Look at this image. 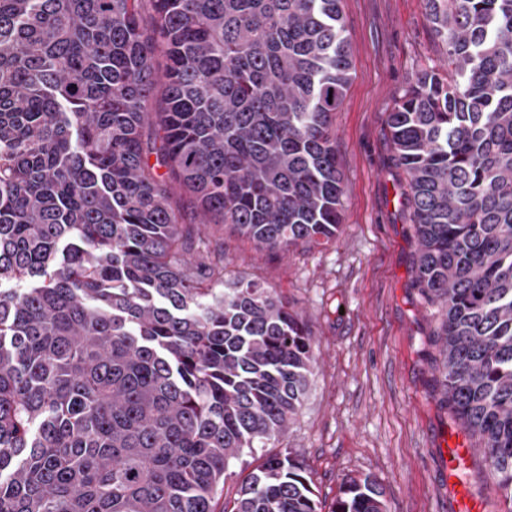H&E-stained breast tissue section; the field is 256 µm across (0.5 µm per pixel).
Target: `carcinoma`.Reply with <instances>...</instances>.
Wrapping results in <instances>:
<instances>
[{
    "label": "carcinoma",
    "instance_id": "1",
    "mask_svg": "<svg viewBox=\"0 0 512 512\" xmlns=\"http://www.w3.org/2000/svg\"><path fill=\"white\" fill-rule=\"evenodd\" d=\"M424 3L448 69L389 127L448 406L512 512V0ZM343 32L340 0H0V512H322L271 450L311 334L201 227L336 238ZM330 512L387 508L365 477Z\"/></svg>",
    "mask_w": 512,
    "mask_h": 512
}]
</instances>
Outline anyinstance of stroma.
Segmentation results:
<instances>
[{"mask_svg":"<svg viewBox=\"0 0 512 512\" xmlns=\"http://www.w3.org/2000/svg\"><path fill=\"white\" fill-rule=\"evenodd\" d=\"M353 63L334 118L343 187L334 242L272 254L224 237L227 270L288 298L315 343L303 403L275 446L304 460L323 508L349 477L382 490L388 512H455L444 481L448 436L464 433L444 401L441 316L416 286L417 245L387 126L422 67L443 60L423 0H341ZM462 480L481 512H504L476 454Z\"/></svg>","mask_w":512,"mask_h":512,"instance_id":"1","label":"stroma"}]
</instances>
